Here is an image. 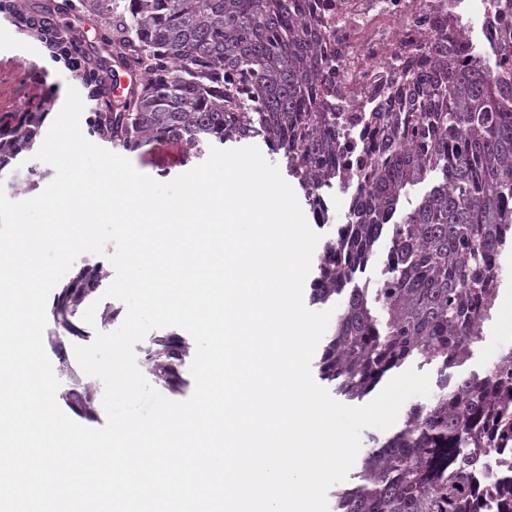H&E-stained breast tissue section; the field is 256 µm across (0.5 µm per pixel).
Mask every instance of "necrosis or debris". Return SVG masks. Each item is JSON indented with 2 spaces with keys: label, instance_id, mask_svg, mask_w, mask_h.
I'll use <instances>...</instances> for the list:
<instances>
[{
  "label": "necrosis or debris",
  "instance_id": "1",
  "mask_svg": "<svg viewBox=\"0 0 512 512\" xmlns=\"http://www.w3.org/2000/svg\"><path fill=\"white\" fill-rule=\"evenodd\" d=\"M321 24L318 56L328 111L337 115L336 165L354 180L377 134L368 112L388 103L401 67L422 65L431 41L450 61L497 66L512 58V0H311ZM26 63L0 59V113L20 111Z\"/></svg>",
  "mask_w": 512,
  "mask_h": 512
}]
</instances>
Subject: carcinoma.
<instances>
[{
    "label": "carcinoma",
    "mask_w": 512,
    "mask_h": 512,
    "mask_svg": "<svg viewBox=\"0 0 512 512\" xmlns=\"http://www.w3.org/2000/svg\"><path fill=\"white\" fill-rule=\"evenodd\" d=\"M106 24V37L132 48L144 73L120 112H92L90 135L137 152L173 140L188 158L228 141L259 139L284 162L314 215L319 190L350 195L345 223L324 242L310 300L333 305L332 334L317 363L337 393L359 398L410 361L462 365L491 317L500 257L512 229V67L448 63L430 48L427 70L404 69L391 99L400 112L368 115L378 127L367 186L336 172V123L325 111L309 0H79ZM248 87L235 94L232 77ZM49 109L0 117V170L33 149ZM424 189L395 218L401 198ZM386 242L380 285L354 284ZM105 279L83 267L51 306L72 322ZM188 346L176 334L146 350L150 374L182 382ZM428 405H413L403 427L372 438L359 483L337 496L336 512H512V349L483 374L439 380ZM94 412L87 387L69 392ZM500 454L494 478L483 451Z\"/></svg>",
    "instance_id": "carcinoma-1"
}]
</instances>
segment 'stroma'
I'll return each instance as SVG.
<instances>
[{"label": "stroma", "instance_id": "35a3bbf8", "mask_svg": "<svg viewBox=\"0 0 512 512\" xmlns=\"http://www.w3.org/2000/svg\"><path fill=\"white\" fill-rule=\"evenodd\" d=\"M21 6L35 9L47 6L53 10L60 20L75 23L85 36L84 47L95 59H116L117 53L110 49L101 39L99 22L90 16L84 15L75 7L69 6L67 0H19ZM18 53L25 56L30 64L48 65L52 77V85L48 89L50 99L53 101V112H60L66 99L68 86L74 80L61 65L48 63L43 54L40 43L34 36L26 32H14L12 24L6 17H0V56ZM183 153L181 145L169 141H159L153 144L149 155H131L130 161L141 173L150 177H157L160 167H167L170 177H177L189 171V164L183 163L180 157ZM55 170L50 165L33 160L31 153H24L20 160L0 172V189L6 196L15 202L23 201L38 195L45 186L53 180ZM101 313L96 314V322H102V329H95L94 325H83L82 337L70 338L65 343V355H58L54 349H47L46 354L50 362L55 364L75 365L76 345H87L93 342L97 332L106 333L117 330L124 322L127 308L117 299L106 298L100 303ZM512 347V332L497 328L495 322H487L483 328L481 338L473 346V356L466 363L469 371L480 372L485 370L498 358L501 351Z\"/></svg>", "mask_w": 512, "mask_h": 512}]
</instances>
